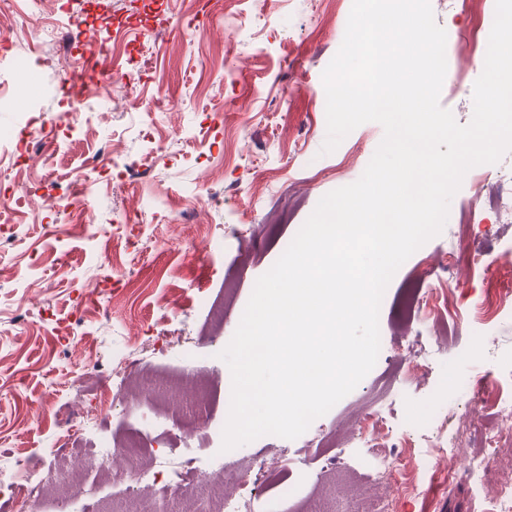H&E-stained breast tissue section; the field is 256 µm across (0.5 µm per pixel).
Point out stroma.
<instances>
[{"label": "stroma", "mask_w": 512, "mask_h": 512, "mask_svg": "<svg viewBox=\"0 0 512 512\" xmlns=\"http://www.w3.org/2000/svg\"><path fill=\"white\" fill-rule=\"evenodd\" d=\"M77 14L92 39L111 41L112 67L131 75L133 96L84 112L70 111L63 78L80 60L59 24L60 5ZM447 34V73L440 103L459 124L473 115L482 69L458 50L471 23L454 0H431ZM352 0H267L266 20L248 16L244 0H0V29L22 55L40 47L51 59L29 80L25 109L0 104V200H19L14 223L0 224V473L29 461L41 491L17 501L0 490V512H58L56 484L84 486L70 512H100L122 497L111 471L88 456L114 438L174 455L168 481L184 496L192 476L227 460L287 459L286 470L254 484L257 512H305L334 471L350 490L374 485L376 449L356 434L366 411L402 425L409 407L437 406L449 429L459 419L472 437L459 459L480 451L496 426L491 409H474L465 383L491 384L512 372V312L478 322L469 314L441 325L430 316H395L406 283H440L454 254L459 294L485 292L480 271L464 259L470 243L512 246V223L496 218L500 183L512 180V151L469 170L451 201L442 233L417 250L389 283L379 313L383 357L371 372L300 437L266 435L222 451L231 373L220 352L232 339L257 279L283 254L319 200L357 181L384 131L368 122L329 154L322 73L338 52ZM87 199L83 214L53 201L59 189ZM203 206H189L191 193ZM224 327L213 333L208 305L223 300ZM192 349L211 386L194 408L202 447L184 444L180 418L159 425L112 386L130 353L160 371L181 366ZM421 359L424 374L389 381L391 367ZM70 412L89 416L82 450H67V473L45 469ZM294 487L278 493L280 481Z\"/></svg>", "instance_id": "35a3bbf8"}]
</instances>
